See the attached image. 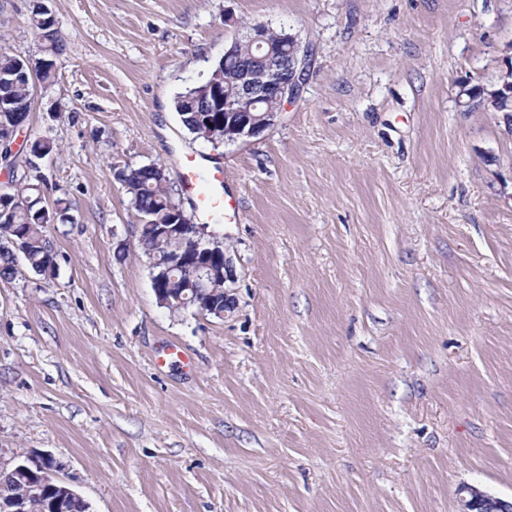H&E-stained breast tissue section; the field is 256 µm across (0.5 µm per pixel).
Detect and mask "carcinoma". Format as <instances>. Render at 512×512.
<instances>
[{
  "label": "carcinoma",
  "mask_w": 512,
  "mask_h": 512,
  "mask_svg": "<svg viewBox=\"0 0 512 512\" xmlns=\"http://www.w3.org/2000/svg\"><path fill=\"white\" fill-rule=\"evenodd\" d=\"M30 27L35 34L43 35L39 42L40 57L27 65L25 57L5 48L0 49V148L7 150L17 133L24 126L33 103V81L52 83L55 79V58L65 49L52 11L42 2L33 5ZM264 53L255 54L250 61L240 56L223 57L213 67L209 77L199 87L212 86L219 90L231 86L243 68L250 65L261 68ZM174 108L185 129L199 138L219 142V134L212 132L209 121L224 119V98L208 93L206 100H196L188 90L174 99ZM117 180L129 197L131 206L141 215L145 224H175L180 219L182 205L170 192L165 170L157 165L127 167L118 171ZM37 188L25 176L12 177L7 189H0V229L7 240L0 247V278L13 279L18 268L15 250H20L25 267L33 274L52 279L56 262L54 243L48 226L69 220V207L63 199L54 202L53 208L41 204L35 194ZM195 272L181 266L169 271L164 287L168 288L172 303L198 308L199 304L183 297L184 289L195 283Z\"/></svg>",
  "instance_id": "carcinoma-1"
}]
</instances>
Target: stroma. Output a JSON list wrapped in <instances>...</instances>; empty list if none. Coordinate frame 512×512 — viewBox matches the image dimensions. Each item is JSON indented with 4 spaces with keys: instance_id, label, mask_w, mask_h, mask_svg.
I'll return each mask as SVG.
<instances>
[{
    "instance_id": "stroma-1",
    "label": "stroma",
    "mask_w": 512,
    "mask_h": 512,
    "mask_svg": "<svg viewBox=\"0 0 512 512\" xmlns=\"http://www.w3.org/2000/svg\"><path fill=\"white\" fill-rule=\"evenodd\" d=\"M65 44L19 140L57 273L0 279V458L37 450L92 512H458L512 498V116L460 104L512 65V0H47ZM32 0L0 47L37 58ZM306 81L243 143L175 96L235 21ZM224 167L234 308L161 307L118 170ZM170 347L190 366L163 365ZM459 512H512V501H505L473 486L458 489Z\"/></svg>"
}]
</instances>
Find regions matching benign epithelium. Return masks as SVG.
Returning <instances> with one entry per match:
<instances>
[{
  "label": "benign epithelium",
  "instance_id": "obj_1",
  "mask_svg": "<svg viewBox=\"0 0 512 512\" xmlns=\"http://www.w3.org/2000/svg\"><path fill=\"white\" fill-rule=\"evenodd\" d=\"M244 33L234 37L225 52L241 53L252 49L262 50L267 43L268 28L262 23L243 26ZM307 51L295 43L288 50V77H283L278 62H272L260 75L249 72L237 79L235 88L224 91V142H245L256 137L275 123L279 111L256 114L257 103L274 98L284 102L295 97L304 83ZM483 104L495 112L512 110V82L506 81L502 87L487 93ZM156 238L162 240L179 239L183 235V224H151ZM194 247L180 262L197 270L198 281L193 291L212 312L222 315L230 310L232 298L228 288L216 287V281L235 282V269L227 251L219 250L220 238L210 230V225L195 227ZM16 466L11 477L26 486V494L44 498L46 512H70L79 504L85 512H90V504L69 485L57 480L54 473L55 458L48 453L17 454L12 457ZM459 512H512V501H505L476 487L463 485L458 489Z\"/></svg>",
  "mask_w": 512,
  "mask_h": 512
}]
</instances>
